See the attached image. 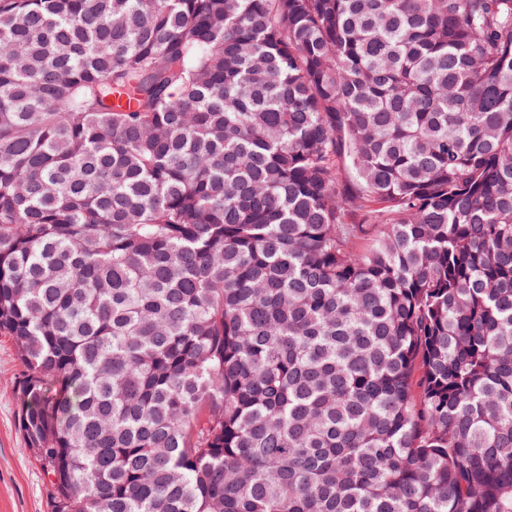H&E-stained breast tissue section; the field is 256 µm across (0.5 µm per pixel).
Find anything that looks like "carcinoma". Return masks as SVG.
Here are the masks:
<instances>
[{
    "label": "carcinoma",
    "instance_id": "1",
    "mask_svg": "<svg viewBox=\"0 0 512 512\" xmlns=\"http://www.w3.org/2000/svg\"><path fill=\"white\" fill-rule=\"evenodd\" d=\"M0 334L49 512H512V0H0Z\"/></svg>",
    "mask_w": 512,
    "mask_h": 512
}]
</instances>
